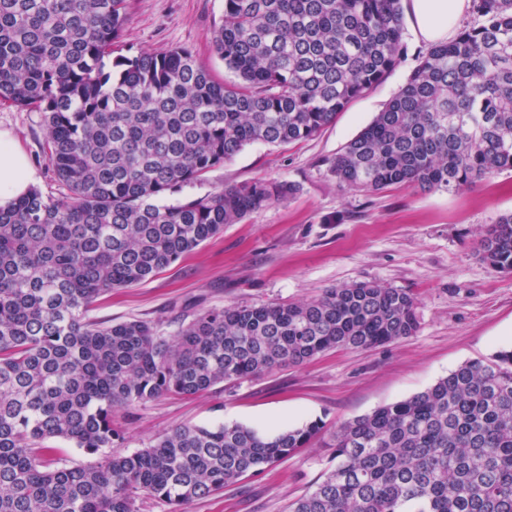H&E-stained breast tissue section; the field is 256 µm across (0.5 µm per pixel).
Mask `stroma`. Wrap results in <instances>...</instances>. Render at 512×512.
Returning <instances> with one entry per match:
<instances>
[{
  "mask_svg": "<svg viewBox=\"0 0 512 512\" xmlns=\"http://www.w3.org/2000/svg\"><path fill=\"white\" fill-rule=\"evenodd\" d=\"M119 42L124 54L195 52L216 79L235 81L212 50L224 0H128ZM407 53L384 83L353 101L313 139L254 143L231 161L166 196L175 204L257 178L298 183L299 193L240 224L225 226L180 261L139 285L94 304L90 319L159 323L173 335L181 323L213 307L311 300L352 281L408 290L419 325L409 337L368 349H336L302 366L215 386L196 398L165 396L120 410L119 453L145 448L185 425L239 423L264 433L322 420L307 448L183 512H288L328 464L329 440L343 421L422 392L458 365L512 348V273L478 255L485 225L512 211V173L459 192L395 187L368 195L337 185L325 161L385 107L426 51L405 26ZM0 132L15 139L34 167V185L58 196L63 187L45 153L43 112L0 102Z\"/></svg>",
  "mask_w": 512,
  "mask_h": 512,
  "instance_id": "obj_1",
  "label": "stroma"
}]
</instances>
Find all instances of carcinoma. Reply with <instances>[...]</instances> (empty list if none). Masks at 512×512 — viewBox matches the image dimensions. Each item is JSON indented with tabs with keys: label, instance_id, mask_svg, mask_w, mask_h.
<instances>
[{
	"label": "carcinoma",
	"instance_id": "1",
	"mask_svg": "<svg viewBox=\"0 0 512 512\" xmlns=\"http://www.w3.org/2000/svg\"><path fill=\"white\" fill-rule=\"evenodd\" d=\"M472 13L326 160L339 186L459 191L512 172V0H472ZM127 20V0H0V101L44 113V151L67 189L0 207V512H135L142 496L182 512L321 426L185 425L112 455L114 412L418 328L412 294L373 281L214 307L171 338L152 321L87 318L300 187L259 178L159 198L249 144L315 137L405 52L401 0H224L212 47L237 76L224 83L186 48L115 54ZM478 253L512 272V212L485 227ZM50 439L99 460L49 470ZM329 447L323 479L290 512H512V349L342 422Z\"/></svg>",
	"mask_w": 512,
	"mask_h": 512
}]
</instances>
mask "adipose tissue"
<instances>
[{
    "label": "adipose tissue",
    "mask_w": 512,
    "mask_h": 512,
    "mask_svg": "<svg viewBox=\"0 0 512 512\" xmlns=\"http://www.w3.org/2000/svg\"><path fill=\"white\" fill-rule=\"evenodd\" d=\"M470 0H409L407 12L418 39L434 45L448 42L468 12ZM34 172L16 141L0 132V206L22 195Z\"/></svg>",
    "instance_id": "adipose-tissue-1"
}]
</instances>
